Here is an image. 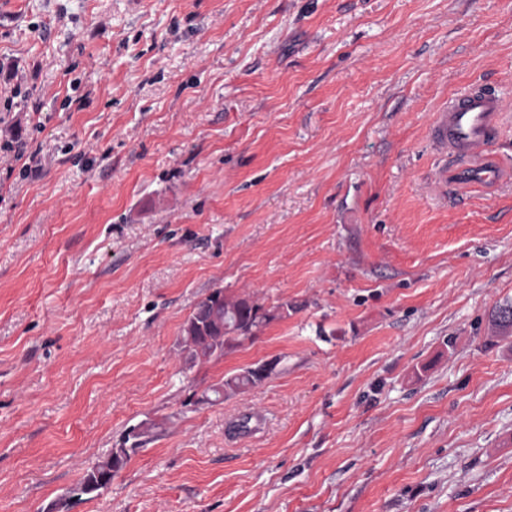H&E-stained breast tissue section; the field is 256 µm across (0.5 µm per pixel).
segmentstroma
<instances>
[{
    "label": "stroma",
    "mask_w": 512,
    "mask_h": 512,
    "mask_svg": "<svg viewBox=\"0 0 512 512\" xmlns=\"http://www.w3.org/2000/svg\"><path fill=\"white\" fill-rule=\"evenodd\" d=\"M16 68L0 512L143 423L69 512H512V0H0ZM481 83L505 175L471 189L429 129ZM218 287L289 310L187 367ZM271 363V367L268 369L266 373L256 372L254 369L256 367H250L243 369L238 374H235L224 380L222 384L212 386L209 391L212 393L214 398L205 394L203 398L204 401L214 403L218 401H223L224 397H229L238 392L246 391L256 385L260 384L263 380L268 378L270 373L275 368V363ZM130 453L124 450H117L112 452L106 460L98 463L84 475L82 481L78 486L89 484L97 477L105 478L104 489H106L112 482V477L115 476L126 465L130 458Z\"/></svg>",
    "instance_id": "35a3bbf8"
}]
</instances>
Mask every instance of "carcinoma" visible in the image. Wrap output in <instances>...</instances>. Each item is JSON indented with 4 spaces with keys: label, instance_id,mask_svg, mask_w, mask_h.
<instances>
[{
    "label": "carcinoma",
    "instance_id": "1",
    "mask_svg": "<svg viewBox=\"0 0 512 512\" xmlns=\"http://www.w3.org/2000/svg\"><path fill=\"white\" fill-rule=\"evenodd\" d=\"M199 306L205 309V314L199 316L191 313L182 325L178 341L186 363L192 366L223 357L240 339L255 336L261 326L278 318L280 311L285 309L283 304L267 309L250 297L228 293L222 288L213 289ZM491 317L496 329L505 333L511 331L512 301L506 300L497 305ZM268 376L267 372L263 374L252 367L246 368L223 383L212 386L204 401H222L260 384ZM129 458L130 453L124 450L111 452L106 460L87 471L81 484L86 485L103 477L104 486H109L112 477L123 469Z\"/></svg>",
    "mask_w": 512,
    "mask_h": 512
}]
</instances>
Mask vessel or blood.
Instances as JSON below:
<instances>
[{
	"instance_id": "obj_1",
	"label": "vessel or blood",
	"mask_w": 512,
	"mask_h": 512,
	"mask_svg": "<svg viewBox=\"0 0 512 512\" xmlns=\"http://www.w3.org/2000/svg\"><path fill=\"white\" fill-rule=\"evenodd\" d=\"M503 110L496 90L480 85L449 98L447 106L438 112L431 137L459 162V175L475 182L496 179L494 168L477 166L476 161L487 152L501 125Z\"/></svg>"
}]
</instances>
